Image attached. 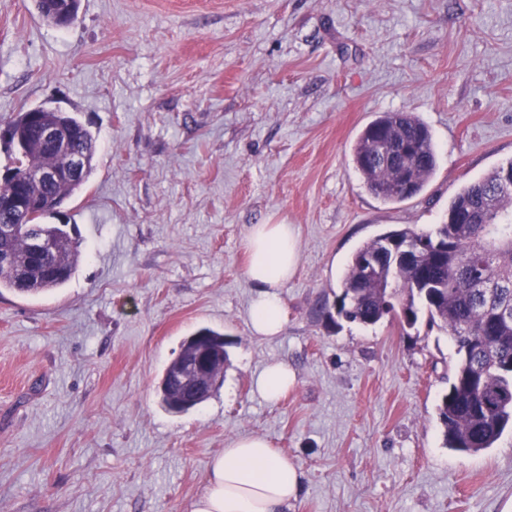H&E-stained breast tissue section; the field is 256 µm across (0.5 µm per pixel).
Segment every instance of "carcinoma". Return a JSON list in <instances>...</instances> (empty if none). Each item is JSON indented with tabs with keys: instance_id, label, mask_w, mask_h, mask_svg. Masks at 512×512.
Wrapping results in <instances>:
<instances>
[{
	"instance_id": "carcinoma-1",
	"label": "carcinoma",
	"mask_w": 512,
	"mask_h": 512,
	"mask_svg": "<svg viewBox=\"0 0 512 512\" xmlns=\"http://www.w3.org/2000/svg\"><path fill=\"white\" fill-rule=\"evenodd\" d=\"M58 0H36L40 16L60 26ZM13 123L23 145L0 177V201L22 197L33 203L23 212L0 210V289L39 295L65 286L81 254L70 234L43 218L76 193L94 170L96 139L77 117L63 112H20ZM54 125L60 149L44 145V127ZM86 159L76 180L49 184L29 172L58 167L60 152ZM353 162L368 190L386 203L410 199L424 189L437 167L429 128L408 112H382L360 133ZM512 160L463 187L448 207L451 220L435 230L391 229L360 246L351 258L336 299V314L372 326L398 317L413 328L423 317L445 332L458 359L448 391L437 405L448 448L465 454L494 446L512 422V189L503 181ZM52 243L45 263L35 240ZM411 248L405 258L400 248ZM376 265H370V259ZM159 393L167 410L186 412L191 404L177 396L167 376Z\"/></svg>"
}]
</instances>
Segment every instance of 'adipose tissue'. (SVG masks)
Listing matches in <instances>:
<instances>
[{
    "mask_svg": "<svg viewBox=\"0 0 512 512\" xmlns=\"http://www.w3.org/2000/svg\"><path fill=\"white\" fill-rule=\"evenodd\" d=\"M247 279L257 289L250 305L255 336L277 338L284 329L282 290L294 276L300 256L291 224H254L244 238ZM300 482L297 469L263 437L233 439L209 463L207 484L191 512H288Z\"/></svg>",
    "mask_w": 512,
    "mask_h": 512,
    "instance_id": "ef3b65f1",
    "label": "adipose tissue"
}]
</instances>
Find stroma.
I'll return each instance as SVG.
<instances>
[{
	"label": "stroma",
	"instance_id": "stroma-1",
	"mask_svg": "<svg viewBox=\"0 0 512 512\" xmlns=\"http://www.w3.org/2000/svg\"><path fill=\"white\" fill-rule=\"evenodd\" d=\"M36 107L74 114L97 153L45 218L76 228L72 280L0 291V512H191L241 435L300 473L288 512H512L511 431L444 445L448 335L326 316L360 246L435 228L512 160V0H80L67 28L0 0V123ZM382 112L438 154L397 204L352 160ZM253 224L300 240L272 341L251 330ZM202 327L224 335V382L168 412L158 383ZM275 360L297 381L269 402L254 379Z\"/></svg>",
	"mask_w": 512,
	"mask_h": 512
}]
</instances>
